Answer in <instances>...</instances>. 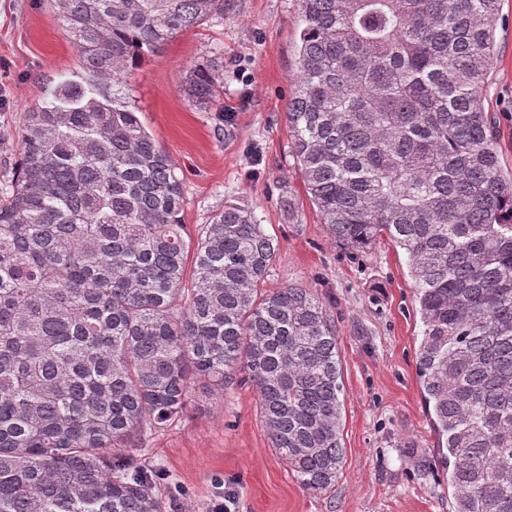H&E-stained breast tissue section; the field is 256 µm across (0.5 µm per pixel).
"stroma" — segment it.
Instances as JSON below:
<instances>
[{
  "label": "stroma",
  "instance_id": "obj_1",
  "mask_svg": "<svg viewBox=\"0 0 512 512\" xmlns=\"http://www.w3.org/2000/svg\"><path fill=\"white\" fill-rule=\"evenodd\" d=\"M486 105L499 123L500 159L512 170V0H502ZM301 0H224L223 13L147 53L107 90L138 113L182 181L188 237L224 206L253 209L279 241L266 282L316 289L336 325L345 391V462L329 491L303 490L272 448L250 386L195 388L181 420L144 442L177 512H207L234 491L236 512H451V492L419 460L436 441L416 370L423 326L403 250L357 252L321 224L288 148ZM222 57L217 94L204 106L184 91L193 65ZM77 51L50 0H0V192L20 156L23 115L69 78ZM296 201L294 215L282 207ZM419 450L418 458L404 453Z\"/></svg>",
  "mask_w": 512,
  "mask_h": 512
}]
</instances>
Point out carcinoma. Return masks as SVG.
<instances>
[{
	"instance_id": "1",
	"label": "carcinoma",
	"mask_w": 512,
	"mask_h": 512,
	"mask_svg": "<svg viewBox=\"0 0 512 512\" xmlns=\"http://www.w3.org/2000/svg\"><path fill=\"white\" fill-rule=\"evenodd\" d=\"M80 80L24 113L0 194V512H169L140 444L193 386L257 393L311 492L342 470L336 326L229 205L185 238L183 188L103 90L224 0H54ZM290 152L338 243L408 257L416 370L451 512H512V170L485 105L501 0H301ZM221 62L190 68L212 101ZM191 275H186L187 265Z\"/></svg>"
}]
</instances>
